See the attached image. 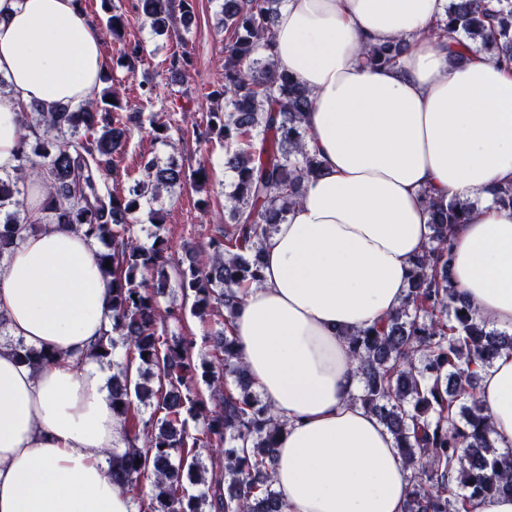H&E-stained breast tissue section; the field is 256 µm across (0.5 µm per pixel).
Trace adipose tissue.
Listing matches in <instances>:
<instances>
[{"label": "adipose tissue", "mask_w": 512, "mask_h": 512, "mask_svg": "<svg viewBox=\"0 0 512 512\" xmlns=\"http://www.w3.org/2000/svg\"><path fill=\"white\" fill-rule=\"evenodd\" d=\"M448 0H284L274 60L307 90L306 143L321 162L262 251L234 332L259 392L288 428L275 486L288 512H403L410 475L354 398L347 333L394 313L428 241L423 193L473 201L453 234L451 280L475 315L512 331V69L430 30ZM401 42L395 64L362 48ZM104 66L74 0H0V170L17 163L23 110L78 104ZM98 244L51 224L0 265L6 330L60 362L33 369L0 348V512H133L107 456L128 449L108 373L88 350L109 329ZM499 447H512V351L479 372Z\"/></svg>", "instance_id": "1"}]
</instances>
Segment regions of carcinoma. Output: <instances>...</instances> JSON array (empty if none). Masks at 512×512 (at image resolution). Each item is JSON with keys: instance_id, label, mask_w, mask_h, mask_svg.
Instances as JSON below:
<instances>
[{"instance_id": "obj_1", "label": "carcinoma", "mask_w": 512, "mask_h": 512, "mask_svg": "<svg viewBox=\"0 0 512 512\" xmlns=\"http://www.w3.org/2000/svg\"><path fill=\"white\" fill-rule=\"evenodd\" d=\"M281 3H220L218 25L227 39L224 90L212 94L213 107L194 135L224 145V169L233 181L228 218L216 225L206 251L188 250L174 260L157 212L151 245L138 243L143 206L164 189L208 176L203 167L188 174L174 162L161 165L152 158L128 194L113 193L103 175L131 130L147 120L163 139L168 125L153 114L126 110L110 89L96 104L31 105L23 112L28 133L19 142L18 164L0 174V264L25 236L44 228L20 217L28 207L17 184L31 178L43 184L41 211L49 223L106 246L97 257L111 290L112 329L88 356L112 366V413L128 436V451L109 459L112 480L151 486L138 512H288L273 478L286 422L253 390L232 331L244 288L260 281L263 243L300 203L304 182L321 166L305 143L309 95L272 60ZM137 9L155 31H167L173 0H138ZM106 30L123 44V66L134 72L142 46L125 40L124 14L112 10ZM457 34L490 60L511 66L512 0H498L494 10L484 0H450L432 35ZM401 51L402 44L392 42L367 45L363 55L367 64L381 66ZM193 64L189 52L175 53L169 72L176 76ZM425 204L432 234L412 262L406 302L381 326L346 333L363 383L356 402L388 429L411 471L405 512H474L496 495H512V448L496 447L490 418L476 399L477 369L512 351V332L488 328L449 279L453 230L466 222L475 202L427 194ZM173 274L183 295L193 296L192 314L213 316L220 325L204 338L209 360L194 361V337L168 332L167 321L180 315L172 307L161 310L159 297ZM120 346L138 359L141 378L113 359ZM9 348L35 369L58 361L56 352L21 340ZM147 372L158 386L149 385ZM199 379L207 398L196 389ZM139 403L153 407L146 420L138 418ZM206 451L224 457L220 474L210 479Z\"/></svg>"}]
</instances>
